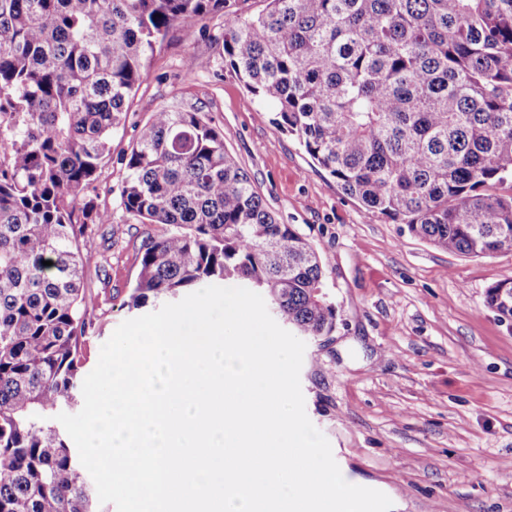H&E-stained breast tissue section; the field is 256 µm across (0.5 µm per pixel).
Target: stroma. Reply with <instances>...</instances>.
<instances>
[{"instance_id": "obj_1", "label": "stroma", "mask_w": 512, "mask_h": 512, "mask_svg": "<svg viewBox=\"0 0 512 512\" xmlns=\"http://www.w3.org/2000/svg\"><path fill=\"white\" fill-rule=\"evenodd\" d=\"M222 27L216 15L170 31L86 191L112 221L83 251L85 283L101 303L82 374L131 317L121 303L144 242L167 231L121 206L120 156L140 124L178 102L208 114L279 222L327 260L336 329L307 343L300 383L307 416L343 477L385 493L393 512H512V325L485 304L489 286L512 280V253L451 254L407 225L365 214L296 136L276 128L275 103L248 102L210 40ZM194 56L210 66L190 76Z\"/></svg>"}]
</instances>
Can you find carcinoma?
<instances>
[{"label":"carcinoma","instance_id":"obj_1","mask_svg":"<svg viewBox=\"0 0 512 512\" xmlns=\"http://www.w3.org/2000/svg\"><path fill=\"white\" fill-rule=\"evenodd\" d=\"M237 2L0 0V512H93L55 425L94 327L81 247L112 223L85 191L178 23L224 18L210 39L249 102H275L277 127L365 212L450 253L512 252V0H265L247 17ZM122 161L124 209L169 226L122 307L243 279L300 335H332L324 257L206 113L160 108ZM485 303L512 323V281Z\"/></svg>","mask_w":512,"mask_h":512}]
</instances>
